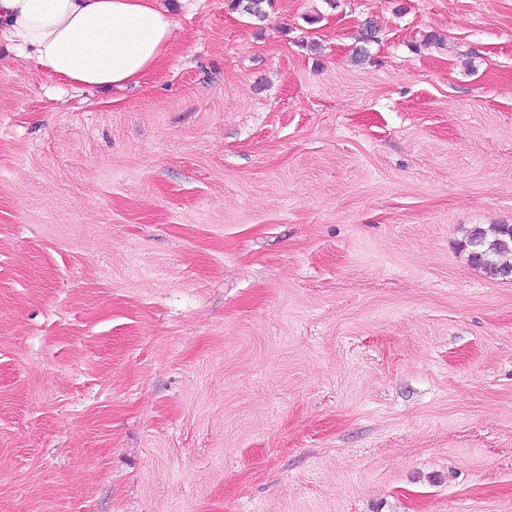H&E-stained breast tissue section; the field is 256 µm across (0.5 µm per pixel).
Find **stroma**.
<instances>
[{"label":"stroma","mask_w":512,"mask_h":512,"mask_svg":"<svg viewBox=\"0 0 512 512\" xmlns=\"http://www.w3.org/2000/svg\"><path fill=\"white\" fill-rule=\"evenodd\" d=\"M167 2L0 65V512H512V0ZM162 0H0V41L75 89L138 86L178 28ZM463 251H467L470 263L483 270L491 278H507L504 271L512 270V265L501 262V258L512 254V225L492 224L488 227L475 225L465 231L461 242ZM476 251L480 260L475 262L471 253Z\"/></svg>","instance_id":"obj_1"}]
</instances>
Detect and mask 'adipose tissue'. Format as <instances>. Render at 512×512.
Here are the masks:
<instances>
[{"instance_id": "ef3b65f1", "label": "adipose tissue", "mask_w": 512, "mask_h": 512, "mask_svg": "<svg viewBox=\"0 0 512 512\" xmlns=\"http://www.w3.org/2000/svg\"><path fill=\"white\" fill-rule=\"evenodd\" d=\"M177 24L161 0H0V41L75 89L140 85Z\"/></svg>"}]
</instances>
